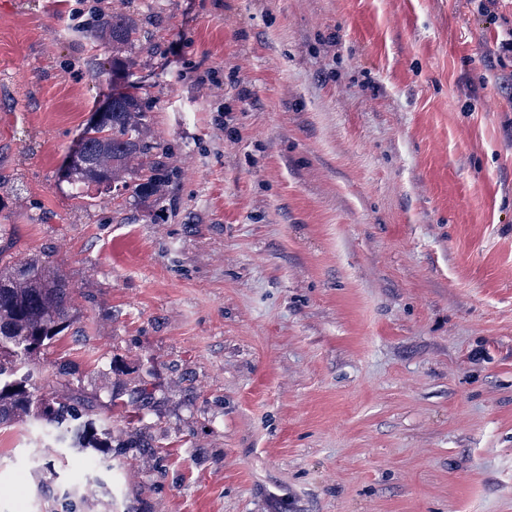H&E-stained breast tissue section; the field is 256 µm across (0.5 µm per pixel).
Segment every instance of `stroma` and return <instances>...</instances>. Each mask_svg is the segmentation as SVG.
I'll list each match as a JSON object with an SVG mask.
<instances>
[{"instance_id":"obj_1","label":"stroma","mask_w":512,"mask_h":512,"mask_svg":"<svg viewBox=\"0 0 512 512\" xmlns=\"http://www.w3.org/2000/svg\"><path fill=\"white\" fill-rule=\"evenodd\" d=\"M101 3L157 45L118 83L66 25ZM496 36L475 0H0V246L74 287L35 381L148 441L82 475L0 425V512H512ZM118 90L162 202L60 178Z\"/></svg>"}]
</instances>
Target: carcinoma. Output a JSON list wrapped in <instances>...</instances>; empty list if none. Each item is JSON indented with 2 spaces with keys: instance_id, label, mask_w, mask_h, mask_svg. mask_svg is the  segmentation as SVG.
Returning <instances> with one entry per match:
<instances>
[{
  "instance_id": "cac0c4a2",
  "label": "carcinoma",
  "mask_w": 512,
  "mask_h": 512,
  "mask_svg": "<svg viewBox=\"0 0 512 512\" xmlns=\"http://www.w3.org/2000/svg\"><path fill=\"white\" fill-rule=\"evenodd\" d=\"M93 48L112 45V74L133 66L141 29L126 14L100 10L95 26L80 30ZM80 155L68 167L76 189L90 185L122 187L134 198L165 195L171 169L165 145L150 131L145 106L134 93L112 96V111L82 133ZM72 285L52 256L9 258L0 269V425L21 414L33 417L55 441L73 448H105L108 429L97 422L94 405L76 393L47 397L30 384L29 358L74 324Z\"/></svg>"
}]
</instances>
